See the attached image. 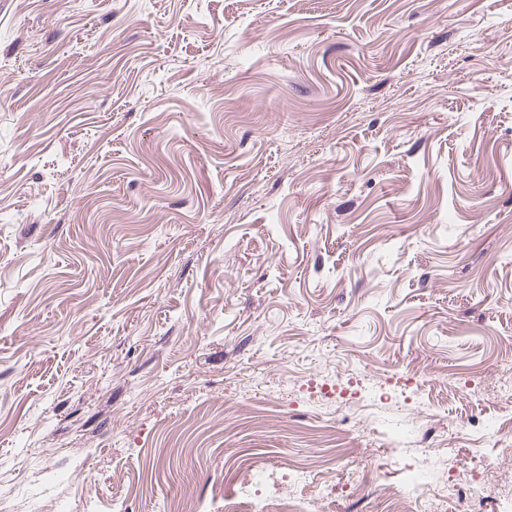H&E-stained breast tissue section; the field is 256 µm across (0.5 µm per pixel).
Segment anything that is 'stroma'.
Segmentation results:
<instances>
[{"label": "stroma", "mask_w": 512, "mask_h": 512, "mask_svg": "<svg viewBox=\"0 0 512 512\" xmlns=\"http://www.w3.org/2000/svg\"><path fill=\"white\" fill-rule=\"evenodd\" d=\"M346 360L512 483V0H0V512H224L333 448Z\"/></svg>", "instance_id": "35a3bbf8"}]
</instances>
